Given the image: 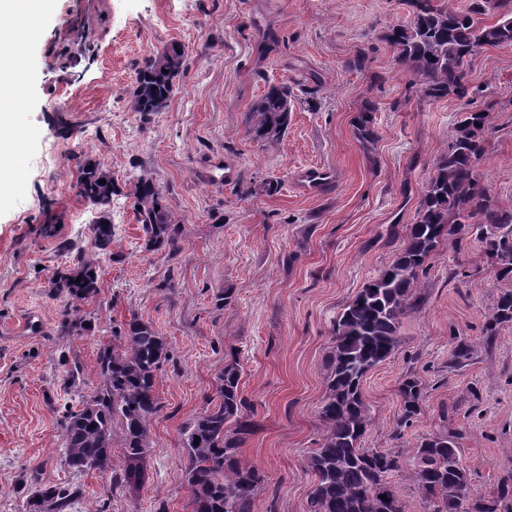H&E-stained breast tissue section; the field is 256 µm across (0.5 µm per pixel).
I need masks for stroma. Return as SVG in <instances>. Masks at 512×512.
<instances>
[{
	"mask_svg": "<svg viewBox=\"0 0 512 512\" xmlns=\"http://www.w3.org/2000/svg\"><path fill=\"white\" fill-rule=\"evenodd\" d=\"M406 20L401 0H48L20 59L11 141L19 161L0 177V512H22L24 464L45 482L81 485L79 512H156L161 503L190 512L179 429L202 412L232 350L259 425L241 457L267 480L253 512H310L314 477L304 457L325 434L317 404L333 321L394 260L459 113L489 101L496 107L476 172L496 203L512 209V45L469 57V100L430 99L411 88L380 39ZM172 43L187 59L168 106L148 116L130 111L144 59ZM361 54L364 68H351ZM282 82L292 91L288 133L269 149L247 134L245 114ZM367 102L377 134L368 149L355 128ZM213 156L236 166L233 180L206 179ZM89 159L118 191L113 257L100 264L97 295L80 307L88 331L62 336L51 276L92 251L96 214L76 188ZM308 165L335 175L321 194L297 185ZM142 178L161 188L181 226L176 255L143 248L133 208ZM44 224L57 234L41 235ZM456 270L463 280L451 279ZM506 287L477 236L458 253L440 245L421 281L425 312L404 320L396 353L363 379L371 410L364 447L406 457L422 437L448 428L461 434L478 493L496 494L512 476V323L492 349L482 347ZM227 288L230 302L216 306ZM32 310L40 330L15 334ZM134 313L168 340L177 364L158 380L164 410L151 427L144 483L113 489L97 473L67 467L60 410L93 392L98 351L112 341L106 326ZM461 341L478 351L448 371ZM67 359L85 368L81 392L64 384ZM409 373L422 379L425 397L400 432L397 388ZM450 399L457 410L445 421L440 407Z\"/></svg>",
	"mask_w": 512,
	"mask_h": 512,
	"instance_id": "stroma-1",
	"label": "stroma"
}]
</instances>
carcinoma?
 I'll return each mask as SVG.
<instances>
[{
    "label": "carcinoma",
    "instance_id": "1",
    "mask_svg": "<svg viewBox=\"0 0 512 512\" xmlns=\"http://www.w3.org/2000/svg\"><path fill=\"white\" fill-rule=\"evenodd\" d=\"M403 2L410 20L388 28L382 40L393 49L398 68L428 98L468 97L467 58L483 46L512 44V0H470L465 12L435 5L433 0ZM491 12L498 19L483 22L482 17ZM185 58L179 44L149 56L139 70L130 110L147 116L164 109ZM493 111L494 103L489 102L480 110L460 113L399 254L333 321L325 392L317 409L325 434L305 457L314 474L311 512H405L393 480L403 469L401 456L390 448L363 447L371 414L361 385L365 375L399 347L403 320L424 310L420 278L439 244L446 240L461 250L469 219L481 216L477 230L487 263L499 279L512 281V210L499 208L476 174ZM290 112L288 84L273 85L246 112V132L275 146L288 130ZM370 112L364 109L356 123L358 138L365 144L375 140ZM100 179L105 183H98ZM76 187L98 217L93 225L94 257L76 268L58 269L51 277L53 287L65 294L59 322V332L65 336L84 335L87 326L79 316L80 304L97 294L100 257L112 255L115 236L110 220L115 195L112 177L100 163L88 160L80 168ZM133 195L145 251H180V228L164 204L161 189L142 178ZM505 323H512V290L499 295L482 329L484 343L491 344ZM112 335L117 342L98 353L99 383L93 393L81 396L61 415V451L69 468L78 473L96 471L112 487L139 485L151 448L150 428L164 408L157 393L159 374L174 357L166 339L134 314ZM473 355V345L458 343L448 368L467 366ZM242 373L238 354H231L216 377L206 408L180 431V451L187 461L182 478L192 512H253L264 487L263 471L240 458V448L256 430ZM65 383L80 390L85 384L84 367L71 364ZM423 391L415 374L402 378L397 389V428L409 426L420 414ZM116 421L121 431L118 458L112 455ZM459 436L448 431L422 438L412 451L409 490L424 503L425 512H512V479L503 481L492 498L470 489L471 475L462 461ZM21 494L23 512H72L82 489L73 483H45L37 471L25 466Z\"/></svg>",
    "mask_w": 512,
    "mask_h": 512
}]
</instances>
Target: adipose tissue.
<instances>
[{"label":"adipose tissue","mask_w":512,"mask_h":512,"mask_svg":"<svg viewBox=\"0 0 512 512\" xmlns=\"http://www.w3.org/2000/svg\"><path fill=\"white\" fill-rule=\"evenodd\" d=\"M44 0H0V146H9L5 130L11 129L9 104L20 82L19 58L13 47L25 37L26 31L11 26L14 18L30 19L39 15Z\"/></svg>","instance_id":"ef3b65f1"}]
</instances>
